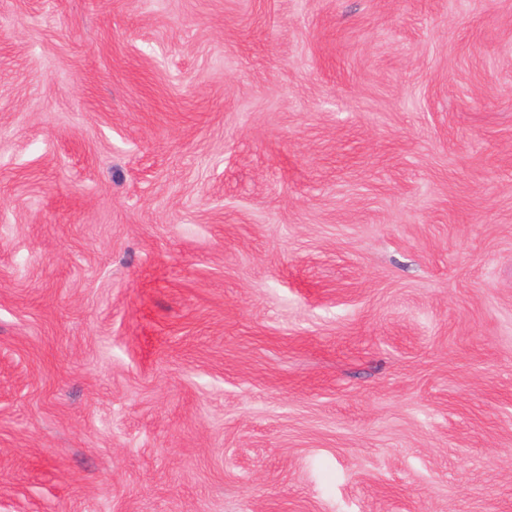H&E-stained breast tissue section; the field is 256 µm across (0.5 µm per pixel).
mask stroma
Instances as JSON below:
<instances>
[{
    "label": "stroma",
    "mask_w": 512,
    "mask_h": 512,
    "mask_svg": "<svg viewBox=\"0 0 512 512\" xmlns=\"http://www.w3.org/2000/svg\"><path fill=\"white\" fill-rule=\"evenodd\" d=\"M0 512H512V0H0Z\"/></svg>",
    "instance_id": "stroma-1"
}]
</instances>
